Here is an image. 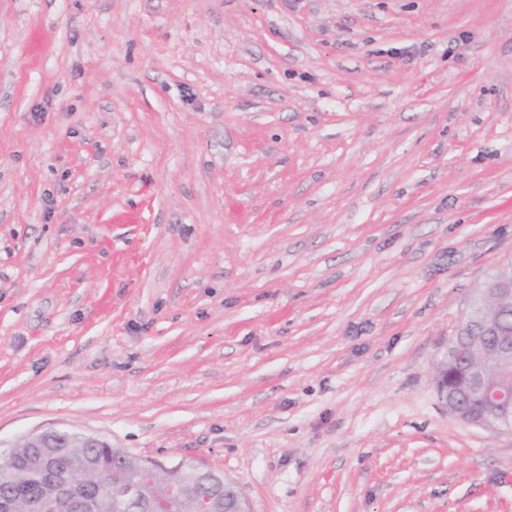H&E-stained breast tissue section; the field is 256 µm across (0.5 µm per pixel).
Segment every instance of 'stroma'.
Instances as JSON below:
<instances>
[{"mask_svg":"<svg viewBox=\"0 0 512 512\" xmlns=\"http://www.w3.org/2000/svg\"><path fill=\"white\" fill-rule=\"evenodd\" d=\"M510 260L512 0H0V449L512 512L434 383Z\"/></svg>","mask_w":512,"mask_h":512,"instance_id":"1","label":"stroma"}]
</instances>
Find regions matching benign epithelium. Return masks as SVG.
<instances>
[{"label":"benign epithelium","instance_id":"obj_1","mask_svg":"<svg viewBox=\"0 0 512 512\" xmlns=\"http://www.w3.org/2000/svg\"><path fill=\"white\" fill-rule=\"evenodd\" d=\"M488 292L504 298L512 297V265H504L496 283L486 286ZM475 332L465 337L460 348L466 360L463 382L452 393L442 396L448 410L471 425L500 431L512 429V327L495 311H485L471 317ZM102 442L98 436L66 430L50 429L17 440L13 447L25 451L29 458L22 467L8 468L7 480L13 495L20 496L27 487V475L40 473L55 488L54 497L46 501L26 495L27 512H91L93 503L87 487L72 480L60 466L63 448H96ZM158 473L151 471L142 481L127 483L123 494L130 506L139 512H157L146 487L153 484ZM224 489L233 495V507L227 508L221 500V489L214 485V472L197 466L193 477L182 493L195 500L202 512H251L248 499L230 480L222 481Z\"/></svg>","mask_w":512,"mask_h":512}]
</instances>
